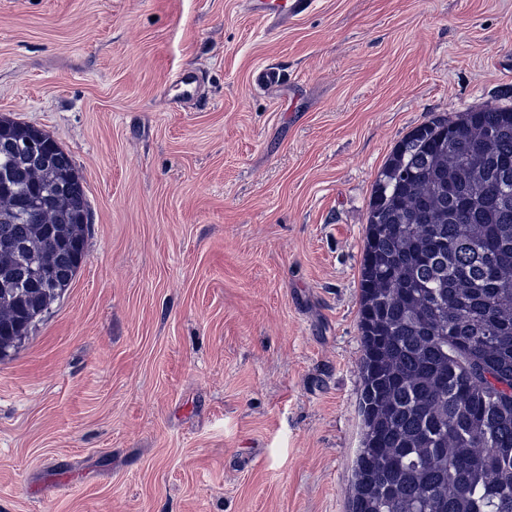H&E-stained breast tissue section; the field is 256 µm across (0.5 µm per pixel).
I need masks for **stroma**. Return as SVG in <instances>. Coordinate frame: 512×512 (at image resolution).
I'll list each match as a JSON object with an SVG mask.
<instances>
[{
	"label": "stroma",
	"instance_id": "1",
	"mask_svg": "<svg viewBox=\"0 0 512 512\" xmlns=\"http://www.w3.org/2000/svg\"><path fill=\"white\" fill-rule=\"evenodd\" d=\"M485 105L512 106V0H317L274 35L242 0H0V114L91 214L0 360V512H348L373 186Z\"/></svg>",
	"mask_w": 512,
	"mask_h": 512
}]
</instances>
